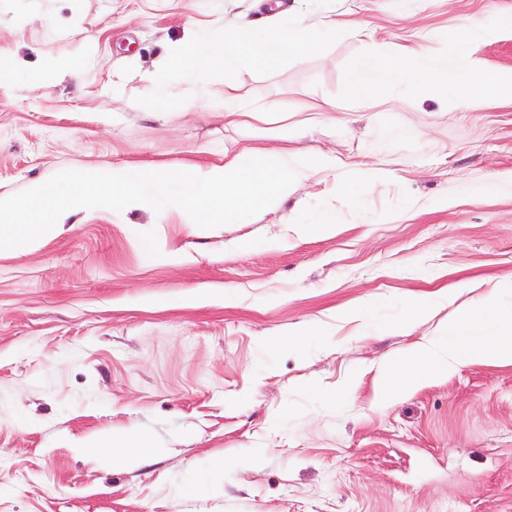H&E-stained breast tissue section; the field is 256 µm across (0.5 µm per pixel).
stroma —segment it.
Here are the masks:
<instances>
[{"label":"stroma","mask_w":512,"mask_h":512,"mask_svg":"<svg viewBox=\"0 0 512 512\" xmlns=\"http://www.w3.org/2000/svg\"><path fill=\"white\" fill-rule=\"evenodd\" d=\"M270 2L0 0V193L69 169L188 168L244 147L390 172L362 212L321 171L280 210L201 237L147 206L76 216L25 255L0 256V512H512V366L465 364L386 406L376 371L478 298L474 282L512 276V102L451 111L424 92L413 111L373 110L347 92L353 62L380 43H422L458 66V26H491L512 0H283L374 35L217 71L205 111L156 113L158 89L192 91L174 70L161 88L148 78L187 29L218 37L266 18ZM472 57L483 74L511 68L512 33L480 39ZM228 81L275 107V122L226 126ZM329 106L340 122L302 129ZM314 198L334 236L270 245L283 213L304 219ZM142 237L161 257L138 251ZM238 239L249 254L225 251ZM416 295L436 302L407 335L336 318L369 303L395 322ZM318 322L328 336L268 343ZM123 430L155 454L109 470L75 446ZM252 455L259 466L243 465ZM216 460L234 464L219 490L185 495L212 482Z\"/></svg>","instance_id":"1"}]
</instances>
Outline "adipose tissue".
Wrapping results in <instances>:
<instances>
[{
    "label": "adipose tissue",
    "instance_id": "adipose-tissue-1",
    "mask_svg": "<svg viewBox=\"0 0 512 512\" xmlns=\"http://www.w3.org/2000/svg\"><path fill=\"white\" fill-rule=\"evenodd\" d=\"M346 34L368 38L372 31L362 21L328 15L310 23L295 15L282 23L242 22L218 41L196 39L183 43L176 48L173 63L193 79L197 92L190 99L159 95V110L200 109L208 93V76L215 69H231L246 59L272 67L288 57L320 53L327 37ZM392 84L407 88L408 95L401 101L405 108L414 107L413 93L422 85L440 90L449 106L457 108L490 98L512 101V68L479 76L466 67H448L420 44L385 48L358 58L350 72L349 94L359 104L382 107L389 103L385 90ZM463 364L512 365V298H504L501 289H488L471 305L458 308L438 335L416 342L397 359L383 360V396L388 401L396 400ZM87 449L112 469L134 467L153 452L150 442L134 432L88 443Z\"/></svg>",
    "mask_w": 512,
    "mask_h": 512
}]
</instances>
